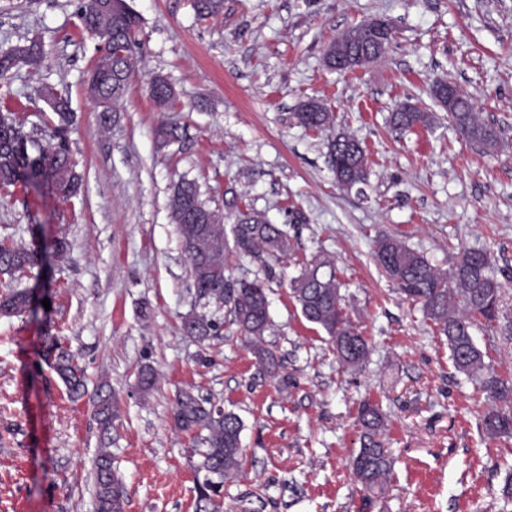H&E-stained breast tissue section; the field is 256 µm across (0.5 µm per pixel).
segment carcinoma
Wrapping results in <instances>:
<instances>
[{
  "label": "carcinoma",
  "mask_w": 512,
  "mask_h": 512,
  "mask_svg": "<svg viewBox=\"0 0 512 512\" xmlns=\"http://www.w3.org/2000/svg\"><path fill=\"white\" fill-rule=\"evenodd\" d=\"M201 16H217L224 10V0H196ZM78 19L82 28L100 42L94 68L87 84V94L98 112L99 124H110L109 113L118 111L129 87L132 62L140 48L138 16L127 0H80ZM43 56L40 43L28 41L0 51V75L24 65L39 66ZM52 92L56 121L40 136L30 138L23 124L12 114L0 111V187L18 181L49 183L66 198L78 195L82 175L71 157L70 133L75 123L69 112L68 99L60 91ZM149 97L163 109H174L176 92L164 77L157 76L149 84ZM294 118L303 127L316 132L333 126V114L322 104H301ZM448 118L467 141L494 151L501 144L500 130L478 119L468 96L459 101V111ZM435 116L431 112H393L390 124L399 130L429 127ZM184 128L162 121L156 129L160 143L182 138ZM328 165L336 182L346 188L367 184V157L362 144L354 137L339 133L328 143ZM233 214L207 206L194 180L181 178L175 185L169 208L176 233L181 240L192 278L200 299L222 304L230 321L244 341L251 345L263 374L278 380L288 389V375L280 374L283 364L275 351L264 344L271 326L269 299L265 283L255 279H236L229 272L231 256L266 257L276 263L288 256L292 241L288 231L271 223L265 214L240 208L237 202H226ZM232 224H225L226 220ZM374 259L398 290L419 305L437 335L448 345L456 371L479 383L490 402L482 417L485 435L490 439L512 435V383L501 378L485 361L486 354L477 345L471 329L473 319L483 318L502 324V331L512 333V316L502 306L503 285L497 279L487 252L462 251L452 267L441 270L421 253L389 236L377 240ZM38 250L0 242V273L11 276L17 271L40 265ZM291 293L300 306L302 316L321 327L329 336L339 363L357 369L366 361L370 344L359 324L345 312L341 283L333 258L315 255L303 263L299 275L290 283ZM27 290L12 288L0 296V316L13 317L28 312ZM182 330L187 336L205 341L218 331L214 320L191 311L183 316ZM50 366L66 385L71 395L81 397L86 390L83 370L74 362L55 336L46 344ZM95 416L103 434L112 429L114 401L110 393H98ZM172 417L182 431L203 434V447L195 449V512H224V483L240 471L244 448L241 433L243 421L232 411L208 405V401L183 391L177 396ZM357 424L363 431L361 448L352 454L349 467L363 491L371 492L383 484L392 471L393 460L387 455L377 436L385 426L382 408L368 401L358 409ZM94 512H125L123 483L113 466L112 453L100 448L93 462Z\"/></svg>",
  "instance_id": "1"
}]
</instances>
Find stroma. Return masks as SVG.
Returning <instances> with one entry per match:
<instances>
[{
    "mask_svg": "<svg viewBox=\"0 0 512 512\" xmlns=\"http://www.w3.org/2000/svg\"><path fill=\"white\" fill-rule=\"evenodd\" d=\"M127 3L140 18L141 51L105 130L85 93L97 42L80 28L78 0H0V49L43 45L39 68L0 82V109L42 126L55 115L41 88L66 93L84 176L71 199L29 182L0 188V241L67 244L48 266L8 280L50 304L0 317V512H94L100 387L116 398L108 446L125 512H195L200 439L172 419L185 390L243 420L245 455L224 486L226 512H512L502 494L512 436L483 437L484 394L373 257L381 236L444 270L461 249L486 251L512 310V0H224L212 18L199 17L194 0ZM374 17L395 25L385 56L352 74L327 69L325 47ZM158 75L178 94L174 110L160 112L148 96ZM440 80L500 128L495 152L462 139L437 108L430 88ZM309 99L334 114L333 131L297 124ZM406 101L435 113L434 125L393 129L389 115ZM165 119L186 132L163 146L154 130ZM335 131L366 147L364 189L337 185L327 163ZM182 176L198 181L211 207L223 208L231 190L288 229L293 250L269 284L265 334L287 390L258 371L224 307L195 295L169 209ZM318 254L335 259L346 310L371 343L360 369L339 364L292 297L289 279ZM194 309L219 325L208 341L181 330ZM472 334L512 381V336L482 320ZM52 336L86 372L81 398L44 357ZM146 366L158 380L144 394ZM365 401L386 415L380 440L394 460L383 489L368 495L347 467Z\"/></svg>",
    "mask_w": 512,
    "mask_h": 512,
    "instance_id": "stroma-1",
    "label": "stroma"
}]
</instances>
